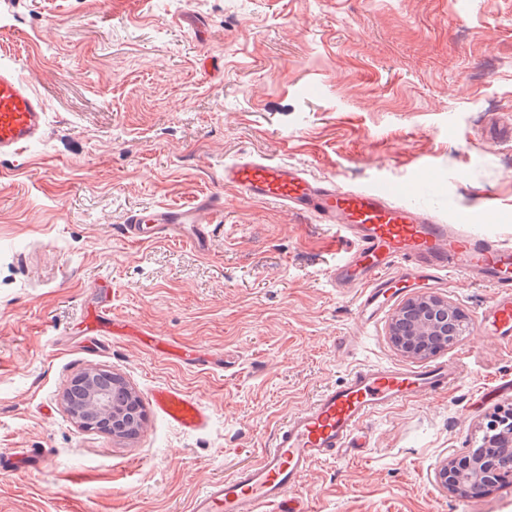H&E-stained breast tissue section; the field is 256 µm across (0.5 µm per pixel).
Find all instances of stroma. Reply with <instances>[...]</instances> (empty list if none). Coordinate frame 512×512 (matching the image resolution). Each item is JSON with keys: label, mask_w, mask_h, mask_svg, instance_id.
I'll use <instances>...</instances> for the list:
<instances>
[{"label": "stroma", "mask_w": 512, "mask_h": 512, "mask_svg": "<svg viewBox=\"0 0 512 512\" xmlns=\"http://www.w3.org/2000/svg\"><path fill=\"white\" fill-rule=\"evenodd\" d=\"M13 59L48 133L0 160V452L48 463L0 474V512H187L350 366H411L393 309L356 329L352 296L327 281L334 230L238 195L225 164L405 184L406 204L450 224L493 198L489 231L512 242V140L483 136L512 122V0H0V63ZM205 191L224 196L210 256L122 239L129 211ZM100 280L113 318L222 366L86 333ZM439 294L472 319L491 290L455 276ZM437 357L461 360L460 382L372 416L366 448L315 464L312 512H512V484L470 498L434 477L512 407V346L471 332ZM91 367L145 403L185 392L209 424L187 434L151 412L132 439L82 429L61 397Z\"/></svg>", "instance_id": "stroma-1"}]
</instances>
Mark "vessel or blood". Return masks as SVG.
Instances as JSON below:
<instances>
[{
	"instance_id": "vessel-or-blood-1",
	"label": "vessel or blood",
	"mask_w": 512,
	"mask_h": 512,
	"mask_svg": "<svg viewBox=\"0 0 512 512\" xmlns=\"http://www.w3.org/2000/svg\"><path fill=\"white\" fill-rule=\"evenodd\" d=\"M46 106L18 65H0V157H15L47 133ZM224 184L245 197L274 205L336 229L346 247L328 272L340 294H354L358 326L375 323L403 290L420 284L446 285L459 275L488 287L492 296L474 322L477 333L512 343V244L484 235L496 211L485 201L463 225L396 202L395 190H366L315 179L302 168L245 155L224 167ZM224 217L218 193L198 196L187 205L162 204L126 214L119 227L131 243L160 240L186 243L196 253L212 249L214 224ZM96 306L86 307L83 322L98 336L137 332L130 321L112 319L106 287ZM461 378L457 363L439 361L423 368L361 364L343 383L323 390L278 425L271 447L250 464L209 484L189 503L188 512H308L298 485L317 462L365 447L367 420L410 401L447 391ZM156 413L180 430L204 429L210 415L196 398L172 388L152 394Z\"/></svg>"
}]
</instances>
